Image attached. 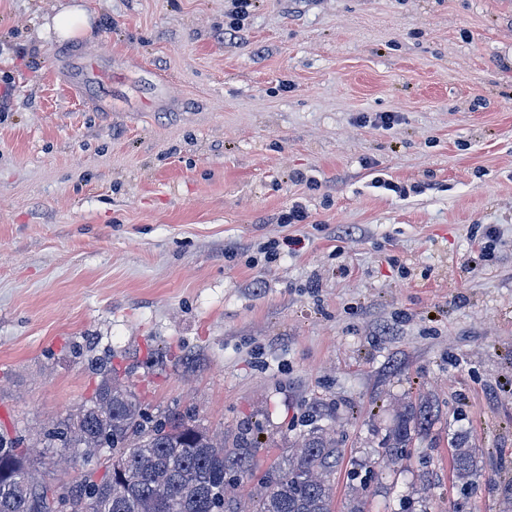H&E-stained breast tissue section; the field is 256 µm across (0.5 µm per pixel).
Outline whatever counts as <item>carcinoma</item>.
I'll list each match as a JSON object with an SVG mask.
<instances>
[{
	"mask_svg": "<svg viewBox=\"0 0 512 512\" xmlns=\"http://www.w3.org/2000/svg\"><path fill=\"white\" fill-rule=\"evenodd\" d=\"M431 412L409 409L385 441L390 455L407 447L410 424L423 425ZM58 439L82 461L112 449L104 473L88 470L70 488L39 475L41 448ZM30 446L0 435V512H245L237 488L257 472L256 447L247 428L232 443L212 433L190 414L153 421L140 397L111 368L92 396L50 429L31 435ZM341 449L326 429L314 427L292 444L286 467L260 476V512H332L329 476ZM456 479L471 484L476 461L468 448L453 454Z\"/></svg>",
	"mask_w": 512,
	"mask_h": 512,
	"instance_id": "1",
	"label": "carcinoma"
}]
</instances>
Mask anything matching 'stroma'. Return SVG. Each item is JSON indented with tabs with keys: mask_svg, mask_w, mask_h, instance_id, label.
<instances>
[{
	"mask_svg": "<svg viewBox=\"0 0 512 512\" xmlns=\"http://www.w3.org/2000/svg\"><path fill=\"white\" fill-rule=\"evenodd\" d=\"M68 2L0 0V431L109 361L148 414L260 424L261 470L333 428L334 512H512V0H255L232 36V0H81L65 41ZM91 15L81 5H69L58 11L51 28L63 39H82L91 31ZM112 74V62L105 68L89 64L83 56H72L64 62L62 81L71 88H87L102 76ZM431 420L430 410H419L416 412L411 406L405 414H403L392 427L389 432L388 438L385 441V448L390 452L391 456L395 459H400L402 455V448H407L409 440L410 424L416 423L419 425L427 424ZM454 471L456 479L462 485L471 484V477L476 471V461L469 448L457 446L453 454Z\"/></svg>",
	"mask_w": 512,
	"mask_h": 512,
	"instance_id": "1",
	"label": "stroma"
}]
</instances>
